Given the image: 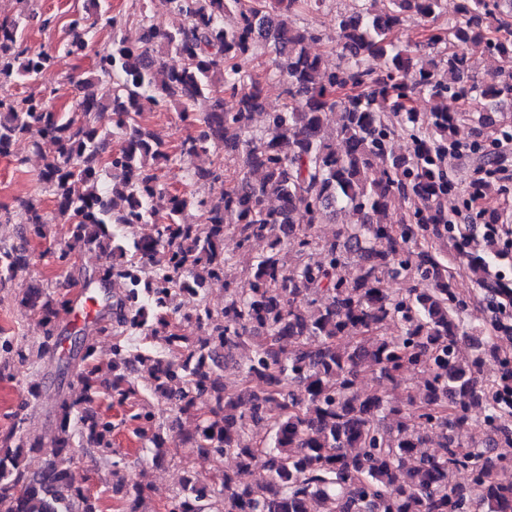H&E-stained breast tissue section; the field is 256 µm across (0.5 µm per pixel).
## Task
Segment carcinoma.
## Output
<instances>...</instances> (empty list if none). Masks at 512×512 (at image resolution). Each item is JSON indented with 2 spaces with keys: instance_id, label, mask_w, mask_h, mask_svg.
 <instances>
[{
  "instance_id": "1",
  "label": "carcinoma",
  "mask_w": 512,
  "mask_h": 512,
  "mask_svg": "<svg viewBox=\"0 0 512 512\" xmlns=\"http://www.w3.org/2000/svg\"><path fill=\"white\" fill-rule=\"evenodd\" d=\"M31 0L0 17V90L38 83L56 52H33L24 32L38 20ZM140 4L139 35H113L92 68L69 78L81 97L79 112L47 105L56 90L17 99L0 94V156L31 134L49 139L36 192L19 212L0 211V222L19 220L33 239L51 234L40 195L54 196L63 235L55 264L66 283L99 303L93 321L75 330L77 346L58 356L60 371L79 392L56 402V427L46 437L20 420L0 436V512H101L100 496L74 480L77 451L96 452L109 467L105 484L120 494L119 512H152L155 489L133 480L112 459L118 425L152 449L158 464L188 444L232 469L202 475L185 466L168 512H512V470L497 466L512 448V399L501 395L512 363L485 374L495 337L470 326L455 286V262L468 241L451 232L460 210L448 178L451 134L471 98L482 120L512 100V0H461V22L442 21L443 0H359L356 11L336 15V67L308 51L316 30L291 15L327 0H166L183 23L161 30ZM235 24L227 28L224 17ZM415 19L423 40L403 43L397 32ZM108 0H83L59 47L78 55L101 29L117 31ZM471 41L504 61L500 73L479 80L449 41ZM270 52L263 73L244 61L258 47ZM181 65L169 68L164 54ZM285 88V102L266 111L263 81ZM425 100L428 112L416 103ZM175 112L188 130L178 147L143 123L144 114ZM266 124L253 128V117ZM331 113L339 115L335 127ZM403 133L410 150H393ZM118 147L107 150L108 140ZM344 143L336 151L335 142ZM224 152L209 166L202 154ZM466 153L482 179L464 206L508 189L496 179L501 156L474 143ZM234 164L228 171V164ZM177 167L185 185L203 183L197 196L170 189L161 171ZM401 199L409 208H395ZM346 217L330 239L316 224ZM136 224L153 236L136 238ZM243 248L224 256V234ZM454 241L456 254L434 243ZM267 244L254 255V240ZM290 247L298 262L285 267ZM112 256L91 274L72 258L84 250ZM28 256L0 246V282L25 277ZM467 273L490 305L508 284L487 259L468 258ZM224 282V306L213 308L207 288ZM405 287L394 289L389 282ZM18 306L38 319L43 335L25 342L0 328V379L10 365L33 366L56 355V318L74 304L62 291L23 288ZM196 322L202 336L182 333ZM397 334L387 336L388 324ZM112 338V358H97L99 338ZM249 352L241 381L227 387L216 355ZM411 369L424 374L414 395L392 391ZM148 374L142 388L136 375ZM380 387H358L361 375ZM127 407L116 424L103 401ZM192 424L166 434L151 401ZM482 408L492 435L476 441L469 413ZM48 447L37 472L23 464L26 450ZM470 471L471 489L453 483ZM254 474L251 482L241 479Z\"/></svg>"
}]
</instances>
